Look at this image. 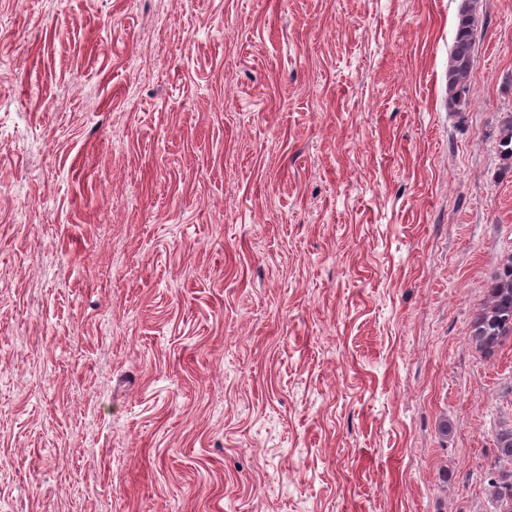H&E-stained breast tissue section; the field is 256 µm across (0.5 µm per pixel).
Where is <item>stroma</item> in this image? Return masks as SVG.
I'll return each instance as SVG.
<instances>
[{
    "label": "stroma",
    "mask_w": 512,
    "mask_h": 512,
    "mask_svg": "<svg viewBox=\"0 0 512 512\" xmlns=\"http://www.w3.org/2000/svg\"><path fill=\"white\" fill-rule=\"evenodd\" d=\"M460 3L0 0V512H492L512 0L457 114ZM508 336H512V255L491 280L487 301L471 324L469 340L484 357L491 358Z\"/></svg>",
    "instance_id": "obj_1"
}]
</instances>
